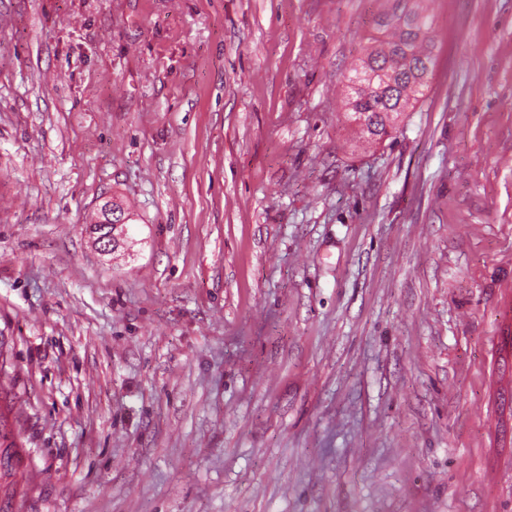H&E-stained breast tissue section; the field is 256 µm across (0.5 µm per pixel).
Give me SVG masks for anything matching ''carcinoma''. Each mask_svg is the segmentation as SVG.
Wrapping results in <instances>:
<instances>
[{
  "instance_id": "carcinoma-1",
  "label": "carcinoma",
  "mask_w": 512,
  "mask_h": 512,
  "mask_svg": "<svg viewBox=\"0 0 512 512\" xmlns=\"http://www.w3.org/2000/svg\"><path fill=\"white\" fill-rule=\"evenodd\" d=\"M388 2L390 6L376 20L361 59L359 82L367 87H352L347 100L346 120L359 128L368 145L392 138L396 127L388 123V113L413 111L428 87L436 61L433 19L425 0ZM17 448L7 417L0 413V472L6 476L15 471ZM16 485L13 481L6 486L0 512H21Z\"/></svg>"
}]
</instances>
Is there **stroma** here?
<instances>
[{
    "mask_svg": "<svg viewBox=\"0 0 512 512\" xmlns=\"http://www.w3.org/2000/svg\"><path fill=\"white\" fill-rule=\"evenodd\" d=\"M380 9L0 0L24 512H512V0H435L429 88L362 149ZM112 200H115V203L114 204L109 203V205L107 207V211H106L107 220L103 221V223L109 224V225H114V227L116 229H118L120 227V225L125 222V220H123L121 218L118 219V221L116 220L117 217L119 216V214L116 211H114L116 213H114V215H112V206L113 205L125 213V215L128 217V221L131 220V218L129 217V213H127L126 210L124 209L121 201H117V199H114V197L112 198ZM105 229H107V230L105 231ZM115 231H117V233H123L124 227L121 226L118 230H114V231L112 230L111 233H107L108 228H104L103 224H96V223L90 224V233L91 234L92 233H94V234L107 233V235H105V236H99L98 238L93 239V243L95 244V246H98L97 249H99L100 252H102L103 254L110 253L111 249L116 250L117 247L120 245V238L115 234Z\"/></svg>",
    "mask_w": 512,
    "mask_h": 512,
    "instance_id": "obj_1",
    "label": "stroma"
}]
</instances>
